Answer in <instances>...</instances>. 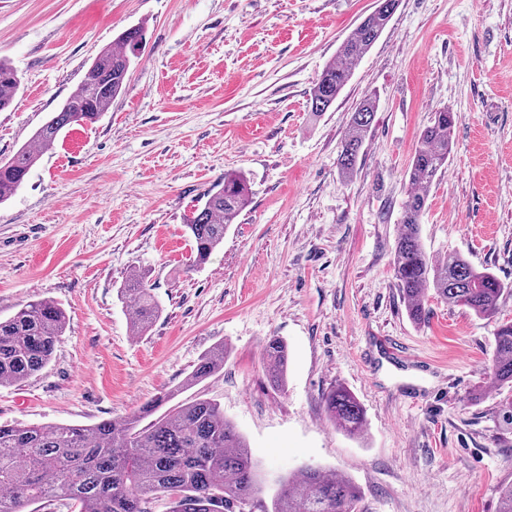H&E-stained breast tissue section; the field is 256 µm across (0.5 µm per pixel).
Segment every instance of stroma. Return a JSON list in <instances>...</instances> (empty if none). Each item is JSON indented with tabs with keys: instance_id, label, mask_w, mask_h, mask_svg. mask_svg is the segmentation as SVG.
Listing matches in <instances>:
<instances>
[{
	"instance_id": "35a3bbf8",
	"label": "stroma",
	"mask_w": 512,
	"mask_h": 512,
	"mask_svg": "<svg viewBox=\"0 0 512 512\" xmlns=\"http://www.w3.org/2000/svg\"><path fill=\"white\" fill-rule=\"evenodd\" d=\"M376 0H0V57L21 89L0 112V161L77 90L131 27L143 46L121 93L73 125L0 204V317L50 298L67 325L39 375L0 386V423L123 419L164 390L211 398L245 437L266 493L316 465L360 487L368 512H496L512 483V388L493 385L492 317L436 297L406 315L393 275L419 132L458 115L428 192L421 241L512 283V0H400L335 104L309 110L317 75ZM378 109L349 174L350 112ZM237 171L252 195L201 267L184 219ZM146 273L162 307L134 334L119 290ZM288 345L282 387L263 362ZM224 367L183 389L203 353ZM349 388L352 436L322 395ZM480 393L468 403L471 393ZM323 403L329 419L349 435H360L365 426L364 410L353 393L342 385L323 394Z\"/></svg>"
}]
</instances>
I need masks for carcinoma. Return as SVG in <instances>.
<instances>
[{"label": "carcinoma", "mask_w": 512, "mask_h": 512, "mask_svg": "<svg viewBox=\"0 0 512 512\" xmlns=\"http://www.w3.org/2000/svg\"><path fill=\"white\" fill-rule=\"evenodd\" d=\"M400 0H377L342 43L337 60L328 63L313 83L310 112L329 110L351 79L354 69L381 36ZM143 30L131 27L100 50L78 90L33 134L12 158L0 162V203L24 183L42 154L54 147L60 132L74 124H92L122 91L138 58ZM21 80L0 59V112L12 105ZM376 101L364 98L351 112L338 158L339 170L350 173L363 152L375 116ZM457 113L442 108L420 131L404 203L401 232L394 252V275L407 316L424 320L429 294L480 317L497 313L498 302L512 285L494 273L475 268L459 253L432 260L420 240L421 217L428 189L448 165L451 133ZM243 174L224 173V183L193 205L185 227L192 241L195 265L206 263L224 243V233L250 201ZM132 310V326L147 331L161 306L134 270L120 288ZM66 328V313L55 301L40 298L22 304L0 319V385L22 383L52 361ZM226 351L217 345L200 357L184 388L199 384L224 368ZM270 381L284 385L288 349L278 336L264 347ZM492 383L512 387V320L499 324L490 366ZM170 390L144 403L131 416L94 425L0 424V512H30L39 503L72 501L79 512H153L162 501L166 512H364L355 483L319 466L309 465L280 478L271 497L263 499V480L244 437L224 417V408L210 399L176 403ZM329 419L352 436L363 432L364 410L342 385L323 394ZM150 422L143 426L145 419Z\"/></svg>", "instance_id": "obj_1"}]
</instances>
